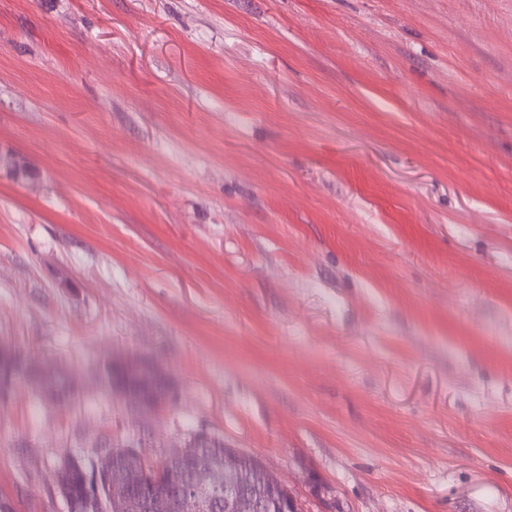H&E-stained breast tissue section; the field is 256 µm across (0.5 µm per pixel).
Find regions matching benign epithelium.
Wrapping results in <instances>:
<instances>
[{"label":"benign epithelium","instance_id":"benign-epithelium-1","mask_svg":"<svg viewBox=\"0 0 512 512\" xmlns=\"http://www.w3.org/2000/svg\"><path fill=\"white\" fill-rule=\"evenodd\" d=\"M121 362L127 369L148 378H165L158 365L143 357H124ZM119 397L127 407L146 417L170 404L173 390L167 386L145 394L126 386L121 388ZM196 439L197 435L192 434L172 445L155 464L144 458L138 441H128L117 448L110 444L100 445L91 466L96 473L109 478L110 489L103 498L87 495L82 476L73 472V468L80 465L79 458L67 456L58 465L62 472L69 474V480L62 486L63 499L70 506L75 499L83 500L87 512H124L129 468L133 467L139 469L143 483L159 488L158 492L140 499L142 512H171L174 506L179 512H209L211 503L219 499L237 512L243 494L237 480L236 457L228 454L221 458L194 448L192 441ZM188 468L194 475L191 483L185 474Z\"/></svg>","mask_w":512,"mask_h":512}]
</instances>
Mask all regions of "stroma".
I'll use <instances>...</instances> for the list:
<instances>
[{"label": "stroma", "instance_id": "1", "mask_svg": "<svg viewBox=\"0 0 512 512\" xmlns=\"http://www.w3.org/2000/svg\"><path fill=\"white\" fill-rule=\"evenodd\" d=\"M1 345L79 391L0 402L11 512L144 429L302 512H512V0H0ZM116 361H121L127 369L143 376L162 378L166 382L165 388L147 394L130 386L121 388L119 397L127 407L135 410L141 416L147 417L172 402L173 390L169 387L165 374L158 365L148 359L137 356L124 357Z\"/></svg>", "mask_w": 512, "mask_h": 512}]
</instances>
